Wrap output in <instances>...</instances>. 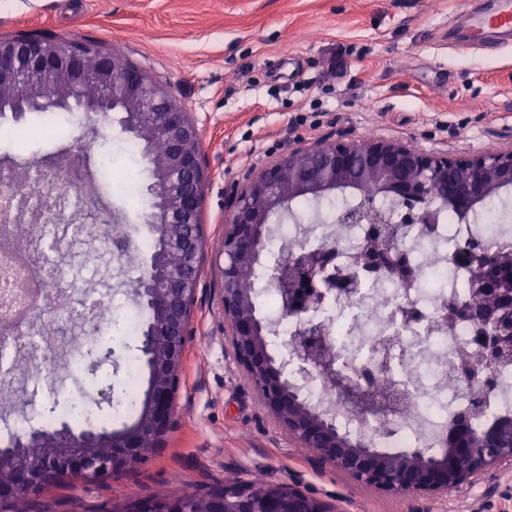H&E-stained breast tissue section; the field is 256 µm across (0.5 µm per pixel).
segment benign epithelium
I'll use <instances>...</instances> for the list:
<instances>
[{
	"label": "benign epithelium",
	"instance_id": "7a95c632",
	"mask_svg": "<svg viewBox=\"0 0 512 512\" xmlns=\"http://www.w3.org/2000/svg\"><path fill=\"white\" fill-rule=\"evenodd\" d=\"M82 110L104 119L122 113L123 131L144 143L151 182L147 187L151 212L144 223L159 241L147 275L136 294L148 313L146 335L150 384L137 420L121 431L75 435L67 430L36 432L20 443V455L40 458L19 477L0 482V502L29 495L56 483L92 477L105 481L122 471L131 457L149 449L141 439L150 435L158 444L175 424V396L192 313L203 273L205 234L201 222L204 190L209 174L201 148V134L171 88L152 81L140 68L114 51L84 42H60L51 37L0 38V112L21 119L28 113ZM15 177H0V194L12 197L5 208L17 223L31 210L26 192H14ZM512 187V148L495 153L448 156L419 149L407 142L381 138H325L290 147L264 166L224 186L222 252L212 262L224 316V335L231 356L256 392L274 423L296 441L312 449L354 481L388 495L412 493L443 496L472 487L489 471L512 466V422L486 428L472 424L483 413L480 403L463 412L448 433V447L438 454L408 448L387 454L349 439L336 430L335 417L313 410L301 399L296 377L324 372L318 362L326 337L315 325L302 336L285 341L286 354L275 357L268 336L273 330L257 309L256 292L239 287L242 272L258 265L272 218L286 214L294 199H319L331 191L360 194L356 207L343 211L341 224L370 225L374 251L364 249L368 264L387 254L381 244L397 239V225L389 222L375 199L381 196L403 207V224L432 223L441 207L453 204L462 211ZM335 259L326 243L317 253L300 245L286 251L281 268L268 272V283L284 291L283 314L314 318L322 295L316 283ZM481 297H492L493 308L477 304L463 317L494 332L487 358L497 360L502 336L499 312L512 311V262L486 259L477 277ZM116 512H332L313 494L293 484L255 490L245 483H224L183 508L175 498L153 497L125 504Z\"/></svg>",
	"mask_w": 512,
	"mask_h": 512
}]
</instances>
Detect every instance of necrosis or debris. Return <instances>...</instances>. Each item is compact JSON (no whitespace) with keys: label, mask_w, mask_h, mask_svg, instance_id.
<instances>
[{"label":"necrosis or debris","mask_w":512,"mask_h":512,"mask_svg":"<svg viewBox=\"0 0 512 512\" xmlns=\"http://www.w3.org/2000/svg\"><path fill=\"white\" fill-rule=\"evenodd\" d=\"M35 188L45 222L28 225L13 244H0V271L13 273L11 280L0 278V291L13 290L21 307L39 300L41 315L17 348L40 365V382L55 407L75 424L89 426L98 420L94 393L83 387L71 390L69 384L81 369L82 348L102 335V325L112 314V295L84 292L66 323L56 302L59 295L75 292L76 281L68 273L85 266L94 253L108 254L114 270L129 271L131 243L111 216L86 215L91 231L70 233L67 266H56L53 275H46L29 261L31 245L42 242L45 224L70 218L77 209V192L72 181L59 176ZM474 231L469 217L451 211L442 213L429 234L415 224L402 226L398 251L421 273L409 288L386 267L365 264L367 225L324 224L312 237L336 248V261L321 283L326 293L321 324L339 354L336 371L380 410L360 412L338 398L334 384L326 381L306 390L316 406L334 412L341 425L368 439L370 447H442L456 413L468 404L464 371L481 355L483 341L472 324L454 318L450 309L474 300L468 286L473 273L454 259L457 245ZM11 382V375L0 371V385L10 389V404L0 408L7 432L51 424L52 416L21 409ZM387 420L397 428L380 435L378 429Z\"/></svg>","instance_id":"4bbe7bcc"}]
</instances>
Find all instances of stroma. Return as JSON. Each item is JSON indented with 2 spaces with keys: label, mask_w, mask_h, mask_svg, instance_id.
I'll list each match as a JSON object with an SVG mask.
<instances>
[{
  "label": "stroma",
  "mask_w": 512,
  "mask_h": 512,
  "mask_svg": "<svg viewBox=\"0 0 512 512\" xmlns=\"http://www.w3.org/2000/svg\"><path fill=\"white\" fill-rule=\"evenodd\" d=\"M493 0H0V37L31 34L93 42L125 55L172 87L202 136L212 178L202 220L208 257L222 248L224 185L286 148L329 136L378 137L451 156L512 146V37L480 36L457 47L470 15ZM43 116L24 121L30 141L0 140V167L19 159L79 163L96 177L112 153V180L135 178L132 195H103L139 244L151 238L149 173L129 156L119 123L68 125L60 140L42 139ZM86 286L110 292L112 319L99 351H111L98 387L125 395L127 361L142 335H125L138 302L133 276ZM176 424L164 447L105 482L47 487L32 512H93L107 503L172 495L186 485L218 487L262 478L316 493L333 512H512V469L481 476L476 488L443 497L388 496L315 461L277 429L230 356L217 295L199 293Z\"/></svg>",
  "instance_id": "stroma-1"
}]
</instances>
